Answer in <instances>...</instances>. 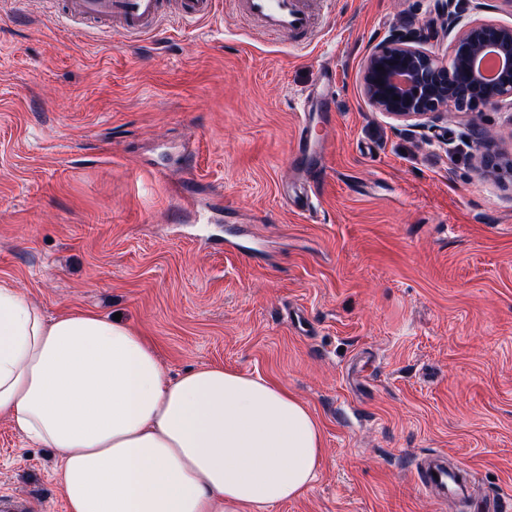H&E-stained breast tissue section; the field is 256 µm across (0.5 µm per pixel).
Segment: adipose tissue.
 <instances>
[{"label": "adipose tissue", "mask_w": 512, "mask_h": 512, "mask_svg": "<svg viewBox=\"0 0 512 512\" xmlns=\"http://www.w3.org/2000/svg\"><path fill=\"white\" fill-rule=\"evenodd\" d=\"M0 417L54 449L67 512H266L302 496L319 423L284 385L221 366L169 379L147 337L0 283Z\"/></svg>", "instance_id": "adipose-tissue-1"}]
</instances>
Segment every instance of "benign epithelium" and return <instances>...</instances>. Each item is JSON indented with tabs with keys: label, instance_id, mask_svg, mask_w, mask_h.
<instances>
[{
	"label": "benign epithelium",
	"instance_id": "7a95c632",
	"mask_svg": "<svg viewBox=\"0 0 512 512\" xmlns=\"http://www.w3.org/2000/svg\"><path fill=\"white\" fill-rule=\"evenodd\" d=\"M482 0H436L435 18L424 28L393 26L366 55L364 94L373 109L412 127L452 108L512 106V26L469 21ZM452 37L451 62L423 48L433 38ZM490 50L501 58L496 73L476 65Z\"/></svg>",
	"mask_w": 512,
	"mask_h": 512
}]
</instances>
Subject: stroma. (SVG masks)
<instances>
[{
    "mask_svg": "<svg viewBox=\"0 0 512 512\" xmlns=\"http://www.w3.org/2000/svg\"><path fill=\"white\" fill-rule=\"evenodd\" d=\"M435 0H324L298 47L229 12L129 42L0 0V283L47 316H120L169 376L224 366L285 385L324 453L268 512H512V106L417 128L374 110L365 57ZM336 91L317 214L289 211L293 102ZM245 224L258 252L203 246ZM301 310L310 332L284 316ZM471 471L445 505L415 456ZM52 449L0 419V494L60 512Z\"/></svg>",
    "mask_w": 512,
    "mask_h": 512,
    "instance_id": "1",
    "label": "stroma"
}]
</instances>
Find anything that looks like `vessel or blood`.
Wrapping results in <instances>:
<instances>
[{"mask_svg":"<svg viewBox=\"0 0 512 512\" xmlns=\"http://www.w3.org/2000/svg\"><path fill=\"white\" fill-rule=\"evenodd\" d=\"M56 19L66 20L86 28H117L119 34L133 40L158 30L168 17L165 0H55ZM320 0H176L177 16L186 22H200L214 17L218 4L247 22L256 34L290 40L302 45L319 32ZM334 82L332 67H323L313 89L298 101L299 133L291 152L292 163L300 173L285 198L292 207L307 205L314 196V183L320 177L323 163L311 159L309 149L317 144L312 131L315 113L326 111ZM467 466H449L443 453L434 452L416 463L413 474L417 485L444 502L448 497L459 498L467 492Z\"/></svg>","mask_w":512,"mask_h":512,"instance_id":"vessel-or-blood-1","label":"vessel or blood"}]
</instances>
